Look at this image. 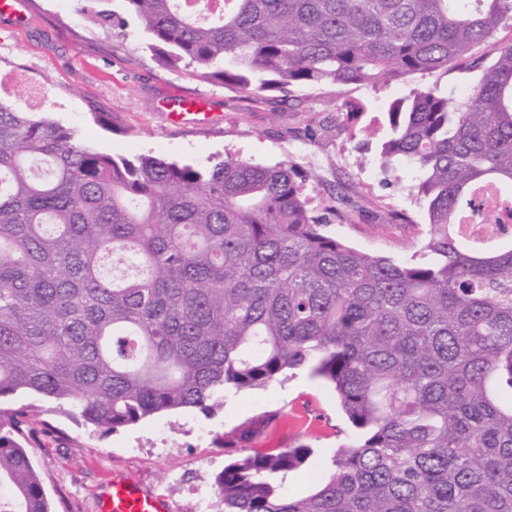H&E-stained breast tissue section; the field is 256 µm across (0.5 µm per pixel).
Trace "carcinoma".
Instances as JSON below:
<instances>
[{"mask_svg": "<svg viewBox=\"0 0 512 512\" xmlns=\"http://www.w3.org/2000/svg\"><path fill=\"white\" fill-rule=\"evenodd\" d=\"M165 68L247 96L419 85L386 108L377 149L429 229L408 261L361 251L314 215L300 165L208 169L115 158L0 101V401L36 396L116 430L306 369L357 439L288 495L305 442L257 448L279 411L219 440L224 512H512V245L464 244L486 211L512 226V0H123ZM92 26L123 22L78 0ZM34 406L0 407V512H49L24 443Z\"/></svg>", "mask_w": 512, "mask_h": 512, "instance_id": "carcinoma-1", "label": "carcinoma"}]
</instances>
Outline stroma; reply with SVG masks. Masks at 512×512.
<instances>
[{"instance_id": "obj_1", "label": "stroma", "mask_w": 512, "mask_h": 512, "mask_svg": "<svg viewBox=\"0 0 512 512\" xmlns=\"http://www.w3.org/2000/svg\"><path fill=\"white\" fill-rule=\"evenodd\" d=\"M30 2L25 26L0 19V100L15 111L28 109L22 85L28 78L45 91L43 112L116 158L153 155L197 168L229 155L266 166L295 161L307 174L316 215L339 205L351 213L349 222L330 228L352 246L397 261L420 250L427 226L409 191L417 172L402 171L401 183L385 185L369 161L386 133V103L407 94L409 85L319 86L252 99L186 70L161 67L134 17L101 31L71 0ZM171 90L207 98L218 119L171 122L160 106ZM397 211L410 215L411 223L395 221ZM274 409L283 412L279 439L299 436L313 448L314 468L288 479L289 494L305 493L328 474L352 427L333 389L304 372L230 398L211 414L196 408L156 414L108 432L86 429L78 415L43 401L35 424L56 433L30 443L28 452L50 512H97L99 489L115 475L166 497L173 512L193 504L198 512H222L215 478L225 455L217 439Z\"/></svg>"}]
</instances>
